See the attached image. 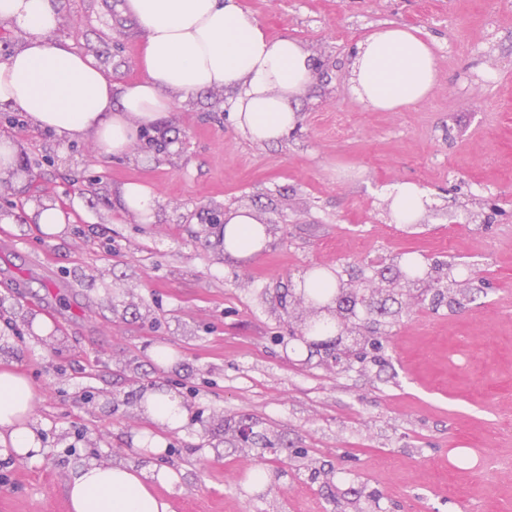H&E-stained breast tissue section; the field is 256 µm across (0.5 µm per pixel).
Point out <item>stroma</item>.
I'll use <instances>...</instances> for the list:
<instances>
[{
	"label": "stroma",
	"mask_w": 512,
	"mask_h": 512,
	"mask_svg": "<svg viewBox=\"0 0 512 512\" xmlns=\"http://www.w3.org/2000/svg\"><path fill=\"white\" fill-rule=\"evenodd\" d=\"M423 1L241 0L313 62L298 124L275 143L239 130L217 91L179 102L122 158L90 140L60 147L0 107V136L28 166L0 181V362L32 380L44 448L38 462L0 455V512H71L66 485L89 458L175 469L174 512H512V0ZM122 2L55 0L56 38L118 83L138 79L144 39ZM391 26L431 43L438 75L424 101L382 112L348 76L358 43ZM125 181L155 190L154 223L118 215L112 189ZM403 182L431 200L413 229L391 222L384 199ZM44 201L70 215L62 235L41 233ZM242 206L271 236L237 259L222 229ZM407 252L480 271L473 302L415 304L339 373L283 346L279 299L311 267L369 269ZM39 316L49 337L32 331ZM157 345L173 364L153 361ZM145 387L190 408L157 456L132 443ZM243 423L306 459L240 452ZM353 486L376 500L352 507Z\"/></svg>",
	"instance_id": "35a3bbf8"
}]
</instances>
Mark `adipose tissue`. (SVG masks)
I'll use <instances>...</instances> for the list:
<instances>
[{"instance_id": "obj_1", "label": "adipose tissue", "mask_w": 512, "mask_h": 512, "mask_svg": "<svg viewBox=\"0 0 512 512\" xmlns=\"http://www.w3.org/2000/svg\"><path fill=\"white\" fill-rule=\"evenodd\" d=\"M144 41L140 79L115 83L92 56L56 38L62 19L52 0H0V26L24 33L23 45L0 59V106L24 112L36 130L59 142L93 139L102 155L125 156L140 129L170 116L177 101L201 91L230 92L238 129L255 142H275L298 121L293 103L312 77V60L296 40L270 38L240 0H125ZM437 80L433 49L413 30H375L357 46L349 84L363 104L397 112L428 96ZM119 213L154 220L158 196L145 184L123 183ZM393 223L422 221L429 200L416 185L401 183L386 197ZM224 250L258 255L268 228L248 209L224 214ZM36 391L16 365L0 364V445L35 461L41 444L31 424ZM139 410L152 425L137 447L160 454L161 430L181 428L189 415L179 397L145 388ZM178 473L130 461L84 462L72 475V512H171L156 486L174 490Z\"/></svg>"}]
</instances>
